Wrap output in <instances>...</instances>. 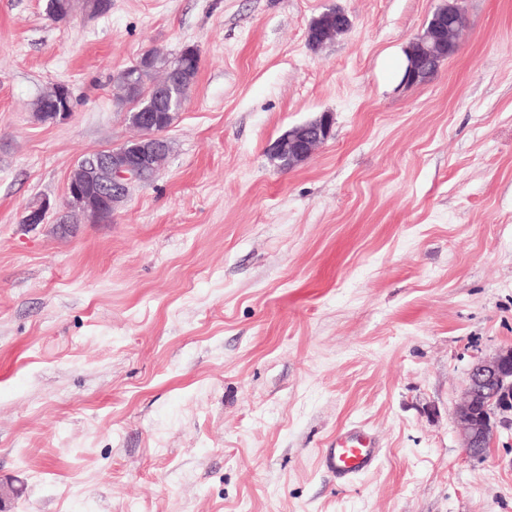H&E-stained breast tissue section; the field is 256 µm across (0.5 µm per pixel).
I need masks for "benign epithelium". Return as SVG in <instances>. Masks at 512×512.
I'll list each match as a JSON object with an SVG mask.
<instances>
[{"label": "benign epithelium", "mask_w": 512, "mask_h": 512, "mask_svg": "<svg viewBox=\"0 0 512 512\" xmlns=\"http://www.w3.org/2000/svg\"><path fill=\"white\" fill-rule=\"evenodd\" d=\"M465 26V14L458 0H448L430 19L425 32L409 43L402 82L418 85L428 81L435 72V56L443 47L458 49L459 35ZM171 82H165L146 96L148 103L136 113V125L141 132L158 125L153 100L168 95ZM71 98L65 83H55L37 97L42 104H57L56 112H44L35 107L40 120L63 121L70 111L62 104ZM331 121L327 113L320 118L296 126L274 141L269 154L294 168L310 159L329 138ZM130 147L101 150L79 160L70 171L66 184L68 211L92 222L112 214L126 201L131 189L150 182L168 156L167 142H147L132 139ZM455 428L462 448L471 457L480 458L498 437L499 428L512 424V347L498 350L477 360L470 368L463 395L455 411Z\"/></svg>", "instance_id": "7a95c632"}]
</instances>
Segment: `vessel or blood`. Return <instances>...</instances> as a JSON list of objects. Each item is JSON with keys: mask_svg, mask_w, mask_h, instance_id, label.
I'll return each instance as SVG.
<instances>
[{"mask_svg": "<svg viewBox=\"0 0 512 512\" xmlns=\"http://www.w3.org/2000/svg\"><path fill=\"white\" fill-rule=\"evenodd\" d=\"M383 450L374 434L361 425L340 430L319 451V461L337 484L348 485L377 466Z\"/></svg>", "mask_w": 512, "mask_h": 512, "instance_id": "obj_1", "label": "vessel or blood"}]
</instances>
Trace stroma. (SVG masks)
<instances>
[{
  "label": "stroma",
  "instance_id": "obj_1",
  "mask_svg": "<svg viewBox=\"0 0 512 512\" xmlns=\"http://www.w3.org/2000/svg\"><path fill=\"white\" fill-rule=\"evenodd\" d=\"M47 3L0 0L8 512H512V430L478 459L454 429L473 363L512 346V0H462L457 52L410 87L443 0ZM332 7L351 29L310 49ZM187 45L164 168L60 225L74 163L135 134L113 77ZM55 82L74 110L38 121ZM324 112L327 142L277 168ZM351 423L384 453L340 487L318 450ZM330 113L324 112L319 119L296 126L274 141L268 151L276 159L288 162L292 169L310 159L317 149L329 138L331 121L325 118Z\"/></svg>",
  "mask_w": 512,
  "mask_h": 512
}]
</instances>
